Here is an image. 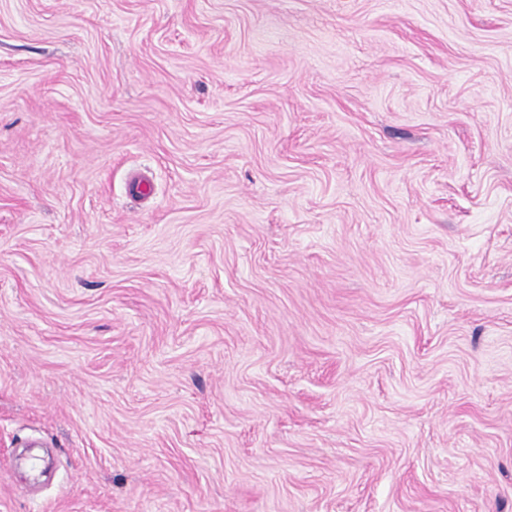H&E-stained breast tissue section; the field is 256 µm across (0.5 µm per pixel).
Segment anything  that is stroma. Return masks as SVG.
<instances>
[{"instance_id": "stroma-1", "label": "stroma", "mask_w": 512, "mask_h": 512, "mask_svg": "<svg viewBox=\"0 0 512 512\" xmlns=\"http://www.w3.org/2000/svg\"><path fill=\"white\" fill-rule=\"evenodd\" d=\"M0 512H512V0H0Z\"/></svg>"}]
</instances>
